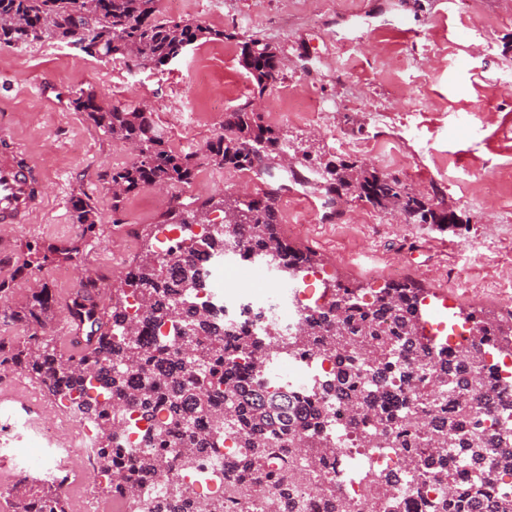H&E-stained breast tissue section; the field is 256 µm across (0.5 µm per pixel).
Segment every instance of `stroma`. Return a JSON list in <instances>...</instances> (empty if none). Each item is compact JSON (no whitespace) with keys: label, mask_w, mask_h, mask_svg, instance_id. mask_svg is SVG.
Masks as SVG:
<instances>
[{"label":"stroma","mask_w":512,"mask_h":512,"mask_svg":"<svg viewBox=\"0 0 512 512\" xmlns=\"http://www.w3.org/2000/svg\"><path fill=\"white\" fill-rule=\"evenodd\" d=\"M157 9L161 18L201 23L228 38L188 48L164 67L133 70L46 34L0 44V144H18L46 174L42 209L0 253V336L23 343L28 328L15 314L36 282L54 300L45 333L69 355L58 333L87 268L107 290L123 275L101 241L131 263L155 244L171 197L198 207L219 191L260 193L247 173L209 163L190 183L143 188L113 209L112 173L128 164L125 148L70 103L91 89L117 106L152 109L169 147L199 151L221 131L225 112L254 99L239 64L244 38L270 43L281 60L277 81L254 99L261 111L307 89L330 106L314 128L268 114L297 171L361 161L399 174L459 218L442 232L347 198L342 208L374 218L352 229L328 213L305 217L298 200H279L281 227L300 225L292 243L319 259L322 276L310 284L316 295L338 282L373 298L395 265L404 283L461 309L512 312V0H158ZM467 112L477 115L471 131L460 120ZM76 195L93 208L95 235L82 236L71 220ZM77 239L81 252L67 261L64 279L57 263L32 262L26 249L32 240L64 246Z\"/></svg>","instance_id":"obj_1"}]
</instances>
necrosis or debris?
<instances>
[{"label":"necrosis or debris","mask_w":512,"mask_h":512,"mask_svg":"<svg viewBox=\"0 0 512 512\" xmlns=\"http://www.w3.org/2000/svg\"><path fill=\"white\" fill-rule=\"evenodd\" d=\"M225 255L229 262L223 265L210 251H196V262L207 271L212 282L210 288L198 293V306L222 311L240 329L255 334L262 332L267 321H275L285 337L296 333L304 313L318 308V301L312 300L298 288H270L244 296L229 295L226 289L219 286L223 277H237L246 270L250 275L266 280L270 272L244 246L227 247ZM334 368L333 358L324 355L311 357L297 352L277 360H265L257 374L260 382L287 385L300 398L310 401L314 398L311 390L313 382L333 372ZM329 408L330 416L325 430L336 441L335 453L340 461L336 483L342 490L344 512H373L369 486L381 474L391 475L395 497L402 512H425L426 501L446 495L444 484L422 470L406 468L397 449L379 448L371 451L359 447L355 441L356 432L348 424L344 405L333 402ZM71 438L78 442L84 452V465L92 466V453L97 448L95 425L76 421L61 408L39 424L35 436L40 446L37 455L23 453L7 443L0 447V462L7 464L19 477L39 472L57 485L60 492L70 493L71 475L57 448ZM234 446V437H226L223 447L210 449L195 465L174 467L152 482L140 485L135 493L112 495L113 512H145L151 503L176 491L193 498L202 510L212 500L220 499L230 512H275L271 484L247 485L231 478L220 479L219 474L231 457Z\"/></svg>","instance_id":"1"}]
</instances>
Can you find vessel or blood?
Returning <instances> with one entry per match:
<instances>
[{
  "label": "vessel or blood",
  "mask_w": 512,
  "mask_h": 512,
  "mask_svg": "<svg viewBox=\"0 0 512 512\" xmlns=\"http://www.w3.org/2000/svg\"><path fill=\"white\" fill-rule=\"evenodd\" d=\"M45 175L16 144L0 146V228L27 223L43 205L40 185Z\"/></svg>",
  "instance_id": "b4317fda"
}]
</instances>
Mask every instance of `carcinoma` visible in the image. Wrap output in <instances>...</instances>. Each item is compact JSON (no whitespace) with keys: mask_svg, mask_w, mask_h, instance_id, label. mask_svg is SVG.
<instances>
[{"mask_svg":"<svg viewBox=\"0 0 512 512\" xmlns=\"http://www.w3.org/2000/svg\"><path fill=\"white\" fill-rule=\"evenodd\" d=\"M77 0H0V43H25L42 33L69 45L85 34H94L86 54L112 57L130 68L165 66L189 47L208 41L232 39L234 35L200 23L173 21L158 16L157 0H94L89 13L78 10ZM239 62L258 95L279 77L276 49L256 38L239 41ZM71 105L83 112L99 129L121 145L134 144L139 155L112 174L116 190L112 208L144 187H167L190 182L201 158L238 171L267 172L272 168L278 131L265 124L253 103L224 113L223 135L206 142L201 154L178 153L167 146L152 112L140 108L112 106L92 90L75 93ZM317 175L325 193L358 198L380 211H397L415 224H446L448 209L416 193L396 173H379L363 163L329 164ZM224 210L232 211L243 225L235 236L265 265L296 278L305 266L313 265L314 254L290 244L278 231L276 196L272 191L249 201L226 197ZM202 212L193 210L180 197L170 200L166 222L175 228L195 223ZM73 223L82 227L81 236L92 234L96 223L90 206L80 197L71 205ZM28 251L42 262L60 256L74 258L79 242L65 248L34 241ZM207 283L188 250H177L162 260L146 248L128 268L122 285L99 312L90 293L72 301L73 318L85 328L88 344L76 358H63L38 335L52 307L45 291L31 297L15 317L33 328L23 345L0 343V366L9 364L29 377L47 375L48 392L81 420L97 426L95 465L106 479L107 492L128 489L132 480L150 482L165 472L172 456L143 455L133 467L119 464L112 456L110 429L117 415L135 411L148 425L141 431L145 447L153 448L177 429L184 437L177 453L182 465L192 464L208 449L236 434L237 450L224 468V475L241 482L262 477L279 496L277 512H301L285 477H293L292 458L299 446L309 448L314 466H321L332 454L323 428L329 415L277 387H263L246 372L251 361H263L282 347L290 352L318 349L337 356L336 372L319 380L315 391L323 398L342 402L350 423L362 417L383 428L403 451L406 461L448 484V496L428 503L427 512H512V497L496 491V484L484 464L493 457L495 469L512 474V430L490 431L471 423L473 404L494 401L495 386L485 375L487 363L483 343L494 337L493 349L512 353V326L498 317L482 314L473 331L470 348L450 359L438 353L437 344L423 336L418 325L421 305L419 289L395 283L381 289L370 303L357 301L345 286L336 289L315 314L304 318L299 335L281 345L276 325L264 332L266 340L217 324L206 309L185 310L181 301L199 293ZM134 296L147 320L165 323L178 317L185 335L195 339L196 354L171 358L163 351L148 359L141 329L128 312V298ZM109 329L101 331V314ZM428 365L425 385L408 391L397 389L396 376L385 370L397 358ZM420 409L429 414L426 434L408 428V413ZM166 420L157 423L158 412ZM207 421L209 433L193 427ZM464 460L474 471L473 480L456 482V468ZM20 480L12 490L20 503L37 504L49 512H69L66 497L45 482L31 491ZM327 512H344L336 495L335 482L323 479ZM374 495L386 500L387 512H399L392 497V480L377 479ZM151 512H195L194 502L182 495L153 505Z\"/></svg>","mask_w":512,"mask_h":512,"instance_id":"carcinoma-1","label":"carcinoma"}]
</instances>
